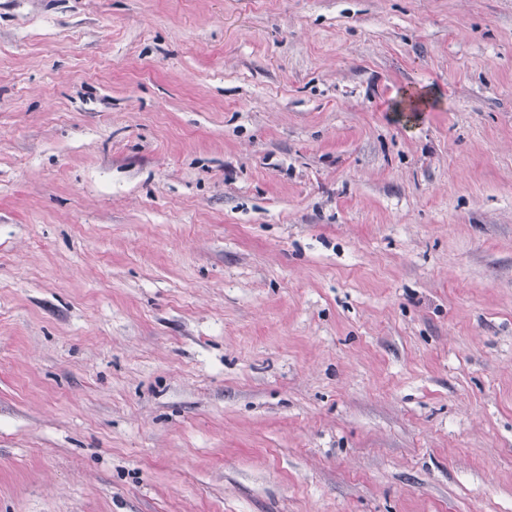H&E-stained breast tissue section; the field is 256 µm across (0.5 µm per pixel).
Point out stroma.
Listing matches in <instances>:
<instances>
[{
    "mask_svg": "<svg viewBox=\"0 0 512 512\" xmlns=\"http://www.w3.org/2000/svg\"><path fill=\"white\" fill-rule=\"evenodd\" d=\"M0 512H512V0H0Z\"/></svg>",
    "mask_w": 512,
    "mask_h": 512,
    "instance_id": "1",
    "label": "stroma"
}]
</instances>
